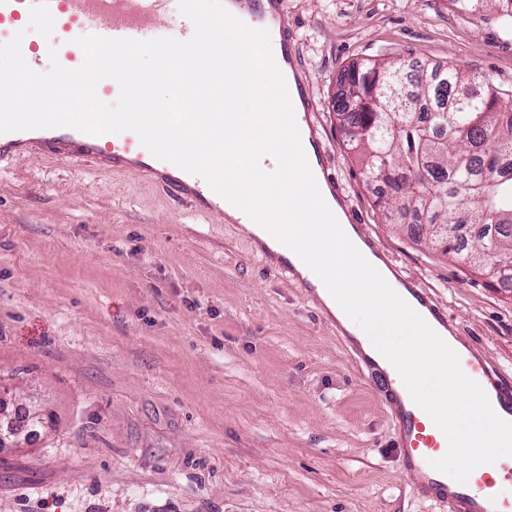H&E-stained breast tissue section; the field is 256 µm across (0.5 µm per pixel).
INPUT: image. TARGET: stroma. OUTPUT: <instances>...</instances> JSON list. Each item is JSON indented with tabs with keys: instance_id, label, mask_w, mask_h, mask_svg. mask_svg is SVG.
I'll return each mask as SVG.
<instances>
[{
	"instance_id": "obj_1",
	"label": "stroma",
	"mask_w": 512,
	"mask_h": 512,
	"mask_svg": "<svg viewBox=\"0 0 512 512\" xmlns=\"http://www.w3.org/2000/svg\"><path fill=\"white\" fill-rule=\"evenodd\" d=\"M316 134L387 263L512 385V288L387 222L333 109L365 58L455 64L512 95V25L448 0H284ZM0 397L52 429L0 447V512H441L405 486L388 410L303 283L242 225L145 180L0 161Z\"/></svg>"
}]
</instances>
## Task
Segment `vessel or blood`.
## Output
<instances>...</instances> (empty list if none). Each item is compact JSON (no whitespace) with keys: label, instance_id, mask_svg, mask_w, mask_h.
<instances>
[{"label":"vessel or blood","instance_id":"1","mask_svg":"<svg viewBox=\"0 0 512 512\" xmlns=\"http://www.w3.org/2000/svg\"><path fill=\"white\" fill-rule=\"evenodd\" d=\"M38 0H0V44L26 28L30 9ZM55 20V46L59 63L67 69L80 68L85 62L83 50L76 45L80 36L98 38H154L156 22L166 13L170 0H45ZM250 19L251 29L273 32L280 60L290 66L299 96L294 111L312 115L317 105L299 67V52L289 37L283 0H234ZM39 154L60 158L71 165L92 164L104 174L125 173L140 177L165 189L178 200L189 202L194 211L223 216L224 199L199 175L183 171L172 163L154 158L142 150L137 135L120 143L111 135H90L70 127L34 129L0 134V158ZM397 282L411 296L418 309L440 326H447L448 312L430 290L404 275ZM345 343L364 373L376 379L390 412L393 434L401 448V474L407 487L442 508L443 512H512V500L500 496L486 476L459 483L434 469L432 460L440 458L448 447L446 436L433 427L425 413L412 400L390 371L369 356L353 336ZM460 364L470 378L488 385V399L500 417L512 421V387L502 384L490 357L469 346L459 348Z\"/></svg>","mask_w":512,"mask_h":512}]
</instances>
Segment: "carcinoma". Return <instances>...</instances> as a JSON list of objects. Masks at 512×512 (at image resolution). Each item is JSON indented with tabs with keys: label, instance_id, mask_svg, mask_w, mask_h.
<instances>
[{
	"label": "carcinoma",
	"instance_id": "obj_1",
	"mask_svg": "<svg viewBox=\"0 0 512 512\" xmlns=\"http://www.w3.org/2000/svg\"><path fill=\"white\" fill-rule=\"evenodd\" d=\"M334 111L355 128L344 148L362 157L385 219L412 213L426 236L476 275L512 269V97L458 66L364 59Z\"/></svg>",
	"mask_w": 512,
	"mask_h": 512
}]
</instances>
